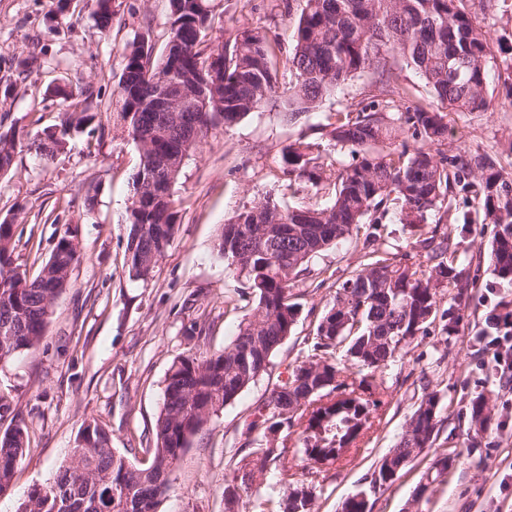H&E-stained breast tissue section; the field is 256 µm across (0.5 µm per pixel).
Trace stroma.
<instances>
[{"label":"stroma","mask_w":512,"mask_h":512,"mask_svg":"<svg viewBox=\"0 0 512 512\" xmlns=\"http://www.w3.org/2000/svg\"><path fill=\"white\" fill-rule=\"evenodd\" d=\"M300 0H215L207 49L220 47L239 28L265 32L279 60L293 49L284 5ZM109 39H101L88 0H73L58 13L56 0H0V88L13 85L0 102L21 141L54 130L66 110L50 97L52 84L90 88L93 109L118 108L121 50L135 34L150 31L156 52L168 40V0H115ZM372 74L350 81L300 120L287 121L273 106L217 130L186 159L174 187L177 230L148 282H133L124 265L127 209L133 202L136 146L121 129L75 134L65 150L44 160L18 152L0 176V221L14 222L15 258L36 273L58 238L72 232L80 258L71 285L59 295L39 347L0 363V433L24 422L30 446L18 464L0 512H17L28 492L48 486L57 466L70 459L83 425L105 426L112 445L144 462L152 445L166 373L174 359L216 352L228 345L253 308L244 277L227 267L215 249L217 229L238 210L272 199L283 206L328 204L327 190H314L290 176L282 154L298 138L318 143L325 164L350 163L336 153L327 133L340 110L376 96ZM449 147L480 150L502 166L512 165V105L503 96L483 112H451ZM94 196L86 207V196ZM361 233L312 258L295 279L291 300L299 315L268 372L213 416L174 468L158 512H224V457L240 448L255 406L314 353L316 328L332 307L338 286L367 256ZM494 231L470 225L467 234L448 229V245L462 268L475 276L461 305L459 327L436 320L427 335L399 351L374 388L379 406L373 425L340 462L324 467L317 483L316 512H339L342 502L369 485L377 462L399 441L421 397L436 392V439L387 489L373 498L372 512H512V384L500 376L496 357L512 358V340L491 351L478 334L488 305H512V283L496 277L489 257ZM483 397L489 421L475 429L470 403ZM282 463L270 465L254 490L242 494L235 512H260L268 498L305 483L303 440L298 428L280 429ZM453 456V466L433 476L432 465Z\"/></svg>","instance_id":"stroma-1"}]
</instances>
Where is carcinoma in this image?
<instances>
[{
    "label": "carcinoma",
    "instance_id": "carcinoma-1",
    "mask_svg": "<svg viewBox=\"0 0 512 512\" xmlns=\"http://www.w3.org/2000/svg\"><path fill=\"white\" fill-rule=\"evenodd\" d=\"M213 2L168 0L170 34L161 57L154 56L148 30L121 52L120 109L112 120L136 144L140 157L133 176L135 200L125 216L129 278L145 282L152 277L177 226L173 187L185 160L216 127H230L270 103L293 120L354 76L370 72L377 76L379 98L355 112L336 113L329 132L334 146L359 161L336 170L329 206L282 207L267 199L238 210L221 227L215 249L250 283L253 312L224 350L172 362L154 447L146 449L148 463L130 461L112 448L105 427L89 422L79 432L73 458L59 468L52 484L32 489L19 512H157L169 489V473L193 437L268 370L291 334L297 320L291 288L303 266L359 232L360 224H380L389 203L403 224H426L438 214L430 236L413 245L421 260L394 262L374 247L377 233H368L365 242L373 246L369 260L339 287L317 326L314 349L343 344L359 366L374 374L394 360L398 344H409L436 319L442 284L455 289L452 300L462 303L474 281L455 263L448 233L437 228L452 211L462 232L471 224L494 226V272L512 281V171L486 152L440 149L448 132L445 110L484 111L499 81L506 95L512 94V43L492 39L486 21L497 0H479L476 9L467 5L469 0H302L293 20L294 46L284 64L288 86L283 89L272 43L257 29L239 28L220 48L201 49L212 27ZM91 7L100 36L108 38L114 0H91ZM394 53L413 63L432 103L401 106L407 91L392 80L389 57ZM167 82L190 92L211 86L221 106L161 112L156 102ZM63 96L67 101L82 97L86 106L63 113L54 132L27 144L43 158H54L73 133L99 118L88 106V88L70 89ZM8 117L0 114V175L11 169L20 145L14 126H5ZM313 147L304 141L290 145L283 162L288 173L317 189L330 177ZM14 253V224L0 222V362L40 345L53 304L70 284V262L79 256L74 236L66 232L30 279ZM509 326L512 311L497 312L485 318L480 334L500 336ZM322 364L323 373L316 376L315 362L296 366L288 381L255 407L247 431L296 425L307 443L313 421L330 415V433L312 450L333 464L368 429L377 401L364 397L362 385L340 378L335 363ZM436 425L435 395L427 393L395 448L374 468L369 488L392 485L409 462L432 446ZM27 445L28 431L20 421L0 435V494L10 489ZM246 445V456L235 452L225 457L231 479L224 491L233 492L234 502L287 453L269 446L263 433ZM309 488V496L300 499L285 492L274 512H314L315 483ZM371 509L363 490L341 506V512Z\"/></svg>",
    "mask_w": 512,
    "mask_h": 512
}]
</instances>
